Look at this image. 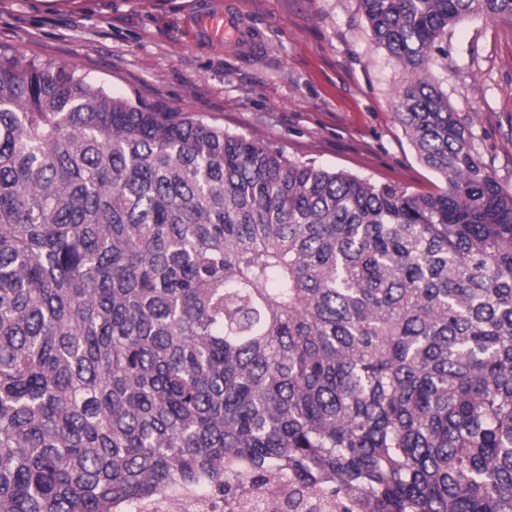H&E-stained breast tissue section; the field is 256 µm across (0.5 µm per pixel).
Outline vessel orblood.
I'll return each mask as SVG.
<instances>
[{
    "label": "vessel or blood",
    "mask_w": 512,
    "mask_h": 512,
    "mask_svg": "<svg viewBox=\"0 0 512 512\" xmlns=\"http://www.w3.org/2000/svg\"><path fill=\"white\" fill-rule=\"evenodd\" d=\"M195 27L199 38L224 44L251 56L261 53V39L250 22L235 12L231 0H210L207 9L198 11Z\"/></svg>",
    "instance_id": "b4317fda"
}]
</instances>
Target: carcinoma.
<instances>
[{
  "mask_svg": "<svg viewBox=\"0 0 512 512\" xmlns=\"http://www.w3.org/2000/svg\"><path fill=\"white\" fill-rule=\"evenodd\" d=\"M444 188L0 51V512H512V193L434 75L512 0H359ZM189 500L184 497H169L156 502L151 510L155 512H223L224 508L227 512H235L233 507L225 505L222 502V508L217 509V503L213 499H209L202 509H192Z\"/></svg>",
  "mask_w": 512,
  "mask_h": 512,
  "instance_id": "carcinoma-1",
  "label": "carcinoma"
}]
</instances>
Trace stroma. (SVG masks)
Segmentation results:
<instances>
[{"label": "stroma", "mask_w": 512, "mask_h": 512, "mask_svg": "<svg viewBox=\"0 0 512 512\" xmlns=\"http://www.w3.org/2000/svg\"><path fill=\"white\" fill-rule=\"evenodd\" d=\"M264 39L256 58L198 41V0H0V50L66 64L114 95L376 183L439 186L398 123L403 73L358 0H236ZM442 88L474 152L512 193V22L449 28Z\"/></svg>", "instance_id": "35a3bbf8"}]
</instances>
